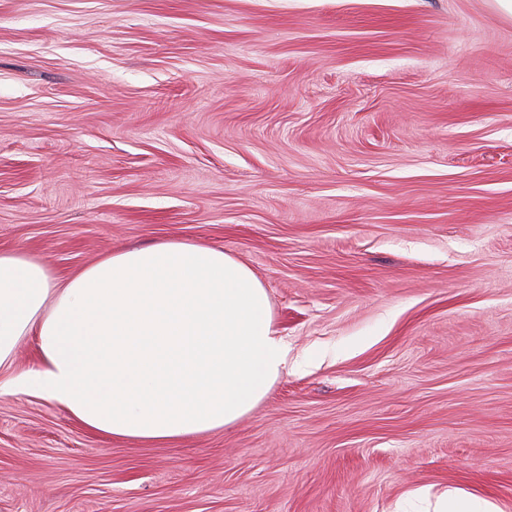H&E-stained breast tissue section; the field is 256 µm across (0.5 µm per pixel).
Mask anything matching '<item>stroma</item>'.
<instances>
[{
    "instance_id": "35a3bbf8",
    "label": "stroma",
    "mask_w": 512,
    "mask_h": 512,
    "mask_svg": "<svg viewBox=\"0 0 512 512\" xmlns=\"http://www.w3.org/2000/svg\"><path fill=\"white\" fill-rule=\"evenodd\" d=\"M224 248L288 373L97 435L0 393V512H512V16L494 0H0V251Z\"/></svg>"
}]
</instances>
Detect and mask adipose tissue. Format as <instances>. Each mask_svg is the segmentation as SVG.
I'll return each instance as SVG.
<instances>
[{"instance_id":"adipose-tissue-1","label":"adipose tissue","mask_w":512,"mask_h":512,"mask_svg":"<svg viewBox=\"0 0 512 512\" xmlns=\"http://www.w3.org/2000/svg\"><path fill=\"white\" fill-rule=\"evenodd\" d=\"M24 339L34 368L11 372ZM0 390L36 395L89 430L173 441L248 413L288 367L268 295L222 249L180 240L108 254L60 281L0 251Z\"/></svg>"}]
</instances>
